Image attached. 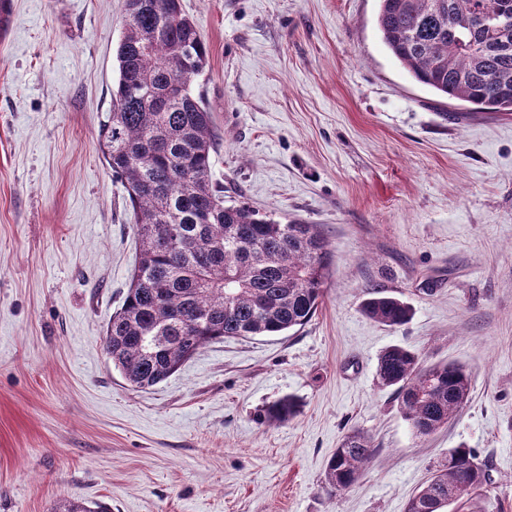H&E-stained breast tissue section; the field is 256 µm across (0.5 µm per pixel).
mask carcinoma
Masks as SVG:
<instances>
[{
	"label": "carcinoma",
	"mask_w": 512,
	"mask_h": 512,
	"mask_svg": "<svg viewBox=\"0 0 512 512\" xmlns=\"http://www.w3.org/2000/svg\"><path fill=\"white\" fill-rule=\"evenodd\" d=\"M117 48L119 80L100 127V148L128 194L140 251L102 348L134 389L165 381L206 345L228 338L278 336L307 324L322 303L332 255L316 224H283L246 203L224 204L212 179L217 134L193 83L208 50L180 0H125ZM382 41L412 78L449 100L512 114V0H379ZM190 73L182 94L171 81ZM147 86L151 96L140 89ZM363 313L390 327L412 316L404 301L373 294ZM378 383L394 387L413 434L425 438L466 403L471 377L457 364L427 365L416 352L386 348ZM292 398L267 409L285 422ZM374 448L346 435L329 460L330 489L359 478ZM487 475L474 452L448 450L406 512H484ZM54 512H106L76 498Z\"/></svg>",
	"instance_id": "obj_1"
}]
</instances>
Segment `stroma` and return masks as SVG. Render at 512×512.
I'll return each instance as SVG.
<instances>
[{
  "mask_svg": "<svg viewBox=\"0 0 512 512\" xmlns=\"http://www.w3.org/2000/svg\"><path fill=\"white\" fill-rule=\"evenodd\" d=\"M0 39V512L75 497L110 512H406L449 449L486 466L512 512V115L416 83L384 46L378 0H180L209 57L195 80L221 136L226 204L320 225L324 300L279 336L207 345L131 388L102 350L139 251L99 129L125 0H13ZM380 291L411 320L367 318ZM392 345L471 375L448 426L417 438ZM298 403L284 423L266 409ZM376 453L348 490L328 460ZM373 452L370 440L363 434L353 432L346 435L329 460L326 484L336 493L350 488Z\"/></svg>",
  "mask_w": 512,
  "mask_h": 512,
  "instance_id": "obj_1",
  "label": "stroma"
}]
</instances>
